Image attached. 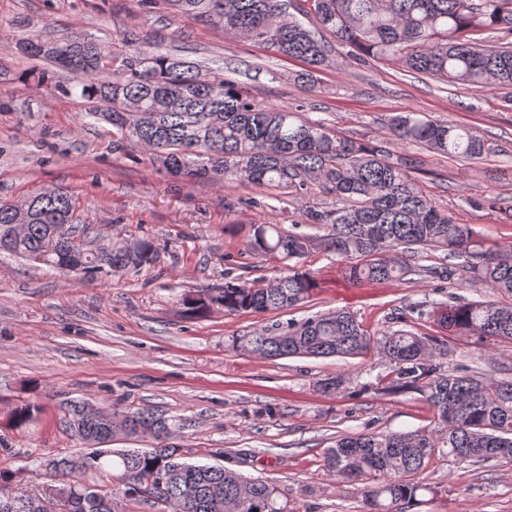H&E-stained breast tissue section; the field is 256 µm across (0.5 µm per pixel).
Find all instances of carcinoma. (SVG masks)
<instances>
[{
  "mask_svg": "<svg viewBox=\"0 0 512 512\" xmlns=\"http://www.w3.org/2000/svg\"><path fill=\"white\" fill-rule=\"evenodd\" d=\"M298 13L316 19L309 28L288 12V0H164L230 38H243L297 60L305 68L294 80L311 86L329 63L332 45L323 33L350 49V55L401 62L408 72L472 91L509 90L512 103V44H483L487 31L512 33V0H306ZM22 55L61 67L74 62L71 81L56 85L66 96L89 104L87 116L112 125L116 142H134L150 152L173 176L186 170L195 178L235 180L278 188L317 186L333 205L309 209L310 224L326 233L311 236L280 224L252 227L244 250L299 259L319 248L349 262L356 283L399 282L412 267L399 257L414 248L446 250L464 257L470 273L485 287L512 294V255L485 248L472 227L439 209L412 178L402 159L364 142L336 136L321 121L300 119L245 96L224 74H208L174 54H121L107 72L101 60L112 45L82 35L54 36L41 30L16 43ZM395 140L457 159H481L484 141L471 127L408 111L391 120ZM33 218L15 230L18 204L0 205V251L64 271L68 258L77 274L94 280L111 271H138L153 263L152 242L114 244L99 251L73 244L74 234L50 238L57 224H73L76 202L67 192L27 196ZM314 279L295 271L271 282L228 281L222 288H198L183 299L185 312L202 316L215 307L226 314L280 311L305 302ZM431 314L454 334L512 341V306L491 300L432 304ZM238 348L265 358L351 356L376 351L398 365L393 388L416 392L434 410L439 432H360L336 440L324 451L327 471L347 483L363 482L362 512H407L426 484L415 479L438 451L458 462L512 461V383L489 388L470 375L442 369L448 346L437 336L406 329L371 335L346 311H332L298 322L275 324L239 336ZM82 422L81 437L91 451L57 459L51 470L60 483L56 512H122L121 503L151 504L160 512H289L276 485L247 478L223 465L189 462L168 443V420L148 408L118 418L72 404L67 422ZM112 434L150 437L152 448L96 447ZM110 467L118 488L103 491L82 481L88 471ZM37 496L0 493V512H47Z\"/></svg>",
  "mask_w": 512,
  "mask_h": 512,
  "instance_id": "1",
  "label": "carcinoma"
}]
</instances>
